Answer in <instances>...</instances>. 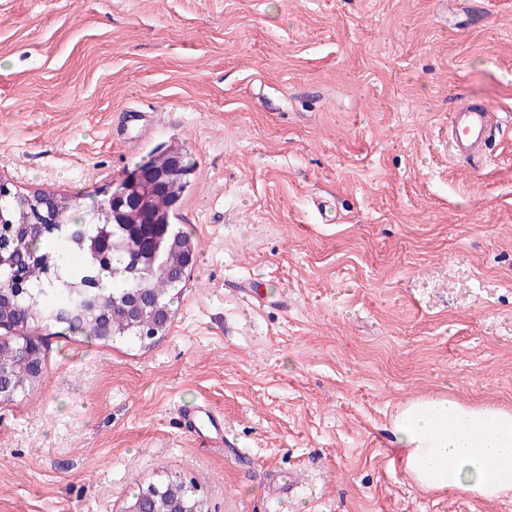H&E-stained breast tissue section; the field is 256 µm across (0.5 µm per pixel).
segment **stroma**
Here are the masks:
<instances>
[{
  "label": "stroma",
  "mask_w": 512,
  "mask_h": 512,
  "mask_svg": "<svg viewBox=\"0 0 512 512\" xmlns=\"http://www.w3.org/2000/svg\"><path fill=\"white\" fill-rule=\"evenodd\" d=\"M464 101L504 117L477 164ZM175 141L199 253L170 329L46 337L0 402V512L166 479L210 512H512L418 489L390 430L422 396L512 409V0H0L1 179L87 201ZM196 406L234 451L183 432ZM498 114L485 103H466L449 112L448 153L467 163L482 157Z\"/></svg>",
  "instance_id": "35a3bbf8"
}]
</instances>
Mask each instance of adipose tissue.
<instances>
[{"label":"adipose tissue","mask_w":512,"mask_h":512,"mask_svg":"<svg viewBox=\"0 0 512 512\" xmlns=\"http://www.w3.org/2000/svg\"><path fill=\"white\" fill-rule=\"evenodd\" d=\"M399 462L430 492L512 493V410L447 396L408 400L392 420Z\"/></svg>","instance_id":"1"}]
</instances>
